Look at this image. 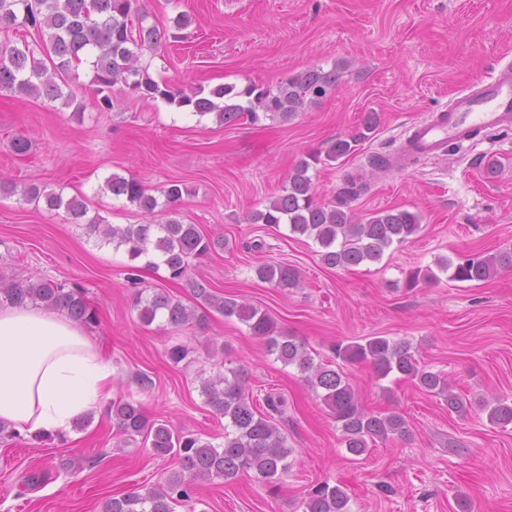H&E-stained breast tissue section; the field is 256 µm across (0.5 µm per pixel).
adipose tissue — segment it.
I'll return each instance as SVG.
<instances>
[{
	"mask_svg": "<svg viewBox=\"0 0 512 512\" xmlns=\"http://www.w3.org/2000/svg\"><path fill=\"white\" fill-rule=\"evenodd\" d=\"M112 365L67 314L0 306V422L29 435L67 434L112 396Z\"/></svg>",
	"mask_w": 512,
	"mask_h": 512,
	"instance_id": "adipose-tissue-1",
	"label": "adipose tissue"
}]
</instances>
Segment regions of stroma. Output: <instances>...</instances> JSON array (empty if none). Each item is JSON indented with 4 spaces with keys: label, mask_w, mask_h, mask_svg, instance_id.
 Listing matches in <instances>:
<instances>
[{
    "label": "stroma",
    "mask_w": 512,
    "mask_h": 512,
    "mask_svg": "<svg viewBox=\"0 0 512 512\" xmlns=\"http://www.w3.org/2000/svg\"><path fill=\"white\" fill-rule=\"evenodd\" d=\"M149 20L173 30L179 14L193 23L179 40L145 53L154 78L175 86L276 85L309 67L338 69L335 90L287 122L264 119L222 125L180 113L160 100L112 89L119 105L98 111L92 71L78 69L83 114L62 101L0 95V180L45 184L85 197L111 224L165 221L105 191L107 177H135L151 189L178 181L190 194L182 223L223 237V248L193 260L191 274L221 296L266 311L278 329L305 342L320 360L330 347L368 336L409 340L427 370L447 374L469 399L512 400V269L492 280L456 282L447 275L409 289L407 273L437 259L512 250V128L451 145L436 158L403 169H375L372 157L401 154L409 128L439 113L472 82L512 62V0H140ZM377 125L356 151L311 171L318 199L335 201L348 175L367 189L348 204L356 216L408 210L421 228L383 259L348 269L325 265L312 240L287 225L247 223L278 195L289 171L315 149ZM29 140L27 155L12 150ZM498 162L489 172V162ZM285 263L296 288L263 282L262 263ZM123 251L98 245L63 212L0 194V276L82 284L100 323L91 335L112 361V395L139 401L150 419L175 430L224 441V422L204 404L202 378L223 360L246 370L257 406L283 401L277 422L293 453L278 485L251 475L198 482L192 501L175 512H302L316 484L343 487L352 512H512V426L485 412L449 414L446 403L367 364L344 370L367 408L398 412L410 437L348 452L334 420L295 367L269 356L237 319L211 314L204 330L144 325L133 298L164 292L193 305L189 288L165 269L127 280ZM189 357L169 364L171 345ZM149 378L142 390L141 378ZM171 458L151 456L143 439L117 433L105 409L64 440L38 445L29 435L0 443V512H101L103 502L164 481Z\"/></svg>",
    "instance_id": "35a3bbf8"
}]
</instances>
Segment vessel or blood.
Here are the masks:
<instances>
[{
  "label": "vessel or blood",
  "instance_id": "1",
  "mask_svg": "<svg viewBox=\"0 0 512 512\" xmlns=\"http://www.w3.org/2000/svg\"><path fill=\"white\" fill-rule=\"evenodd\" d=\"M512 127V66L490 80L475 81L457 95L448 110L416 123L406 140L412 157H433L469 140L474 132Z\"/></svg>",
  "mask_w": 512,
  "mask_h": 512
}]
</instances>
